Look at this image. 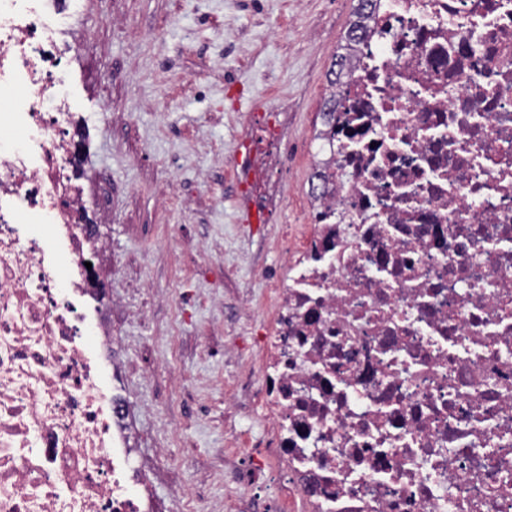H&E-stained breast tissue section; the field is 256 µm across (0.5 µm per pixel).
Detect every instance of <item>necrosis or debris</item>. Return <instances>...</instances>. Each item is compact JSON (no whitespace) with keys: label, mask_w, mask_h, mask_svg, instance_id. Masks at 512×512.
Segmentation results:
<instances>
[{"label":"necrosis or debris","mask_w":512,"mask_h":512,"mask_svg":"<svg viewBox=\"0 0 512 512\" xmlns=\"http://www.w3.org/2000/svg\"><path fill=\"white\" fill-rule=\"evenodd\" d=\"M278 237L240 469L267 512H512V0H374ZM48 0H0V512H156L86 264Z\"/></svg>","instance_id":"obj_1"}]
</instances>
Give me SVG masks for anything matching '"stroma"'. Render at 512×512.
<instances>
[{"instance_id":"stroma-1","label":"stroma","mask_w":512,"mask_h":512,"mask_svg":"<svg viewBox=\"0 0 512 512\" xmlns=\"http://www.w3.org/2000/svg\"><path fill=\"white\" fill-rule=\"evenodd\" d=\"M357 0H66L79 52L68 89L90 138L77 184L107 244L98 272L142 311L118 313L126 388L153 494L236 505L237 435H256L241 381L253 352L244 296L278 265L276 235L302 221L311 132ZM288 112V172L270 224L238 221L234 163L254 102Z\"/></svg>"}]
</instances>
